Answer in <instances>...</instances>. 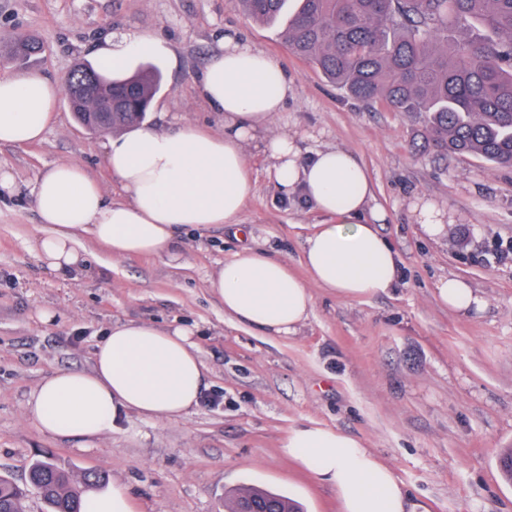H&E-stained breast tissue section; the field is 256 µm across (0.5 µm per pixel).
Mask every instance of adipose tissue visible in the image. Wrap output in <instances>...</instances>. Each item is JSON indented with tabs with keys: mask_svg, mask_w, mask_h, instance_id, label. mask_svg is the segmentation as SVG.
Returning <instances> with one entry per match:
<instances>
[{
	"mask_svg": "<svg viewBox=\"0 0 512 512\" xmlns=\"http://www.w3.org/2000/svg\"><path fill=\"white\" fill-rule=\"evenodd\" d=\"M163 44L142 35L104 39L96 57L113 70L130 59L159 54ZM277 89L268 92L267 79ZM198 90L224 115L214 136L186 126L161 133L137 128L107 138L106 162L124 202L108 200L101 184L71 162L60 161L36 182L33 195L46 229L38 241L42 262L65 277L79 268L76 244L89 237L115 258L166 251L184 227L233 224L250 193L246 143L260 141L274 178L288 196L301 194L324 220L306 239L303 283L286 262L256 251L236 253L211 280L224 313L274 336L295 333L312 307L310 285L343 299L383 294L398 278V259L376 228L386 214L374 207L370 174L351 152L335 147L304 153L300 142L271 129L290 86L278 61L233 37L200 76ZM60 87L40 73L0 75V145L42 140ZM208 369L188 329L124 323L110 328L87 371H59L28 394L24 412L59 440H93L112 432L117 418L135 412L173 421L199 402ZM285 456L335 488L341 512H405V496L362 442L316 425L292 430Z\"/></svg>",
	"mask_w": 512,
	"mask_h": 512,
	"instance_id": "ef3b65f1",
	"label": "adipose tissue"
}]
</instances>
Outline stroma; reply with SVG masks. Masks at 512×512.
<instances>
[{
    "label": "stroma",
    "instance_id": "stroma-1",
    "mask_svg": "<svg viewBox=\"0 0 512 512\" xmlns=\"http://www.w3.org/2000/svg\"><path fill=\"white\" fill-rule=\"evenodd\" d=\"M283 24L244 15L237 0H0V39L35 36L45 51L35 72L63 81L93 62L95 42L148 33L164 53L135 58L137 72L161 73L145 124L160 132L195 126L224 133V115L197 93L208 62L234 34L276 58L291 92L272 125L305 147H340L369 170L378 230L400 260L388 293L344 300L311 286V311L295 334L272 336L230 320L209 281L224 261L251 248L287 261L301 279L306 237L323 217L279 192L254 144L245 154L252 191L237 224L177 234L152 258H113L90 242L88 261L65 280L36 258L42 226L31 189L54 163L81 166L120 199L105 134L73 118L66 97L42 140L0 145V472L24 482L27 466L51 459L81 478L105 474L135 512H225L236 494L259 487L303 512H340L336 491L281 451L309 424L360 440L401 486L409 512H512V483L497 455L512 448V168L471 155L425 149L421 118L369 105L293 56ZM424 200L454 222L428 238L411 206ZM456 277L483 305L466 314L442 304L437 283ZM51 321H42V313ZM192 330L209 369L199 403L175 421L128 413L111 434L58 441L26 416L24 400L59 370H86L115 324Z\"/></svg>",
    "mask_w": 512,
    "mask_h": 512
}]
</instances>
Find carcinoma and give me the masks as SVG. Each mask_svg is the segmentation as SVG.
<instances>
[{
	"instance_id": "cac0c4a2",
	"label": "carcinoma",
	"mask_w": 512,
	"mask_h": 512,
	"mask_svg": "<svg viewBox=\"0 0 512 512\" xmlns=\"http://www.w3.org/2000/svg\"><path fill=\"white\" fill-rule=\"evenodd\" d=\"M259 21L277 18L285 0H238ZM283 37L289 49L352 96L423 117L426 143L440 155L468 154L495 166L512 165V0H300ZM34 38L13 37L8 59L40 55ZM112 128L144 121L159 89L155 70L114 78ZM92 472L80 482L54 463L33 462L29 489L49 512H83L85 492L103 482ZM27 494L0 475V512H26ZM263 504L267 512H299L288 498L249 488L228 506Z\"/></svg>"
}]
</instances>
